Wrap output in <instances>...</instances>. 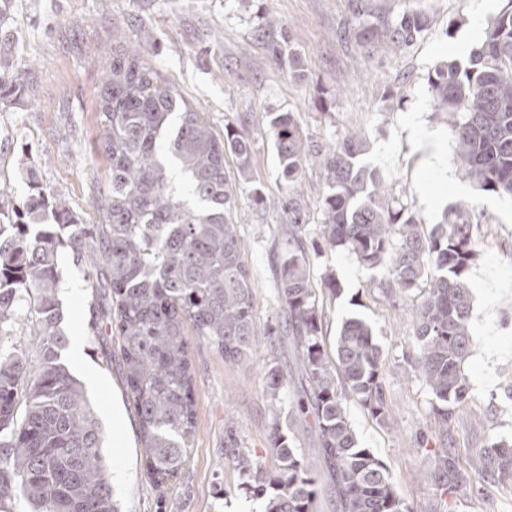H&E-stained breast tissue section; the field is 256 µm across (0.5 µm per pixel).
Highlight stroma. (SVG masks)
Here are the masks:
<instances>
[{"mask_svg":"<svg viewBox=\"0 0 512 512\" xmlns=\"http://www.w3.org/2000/svg\"><path fill=\"white\" fill-rule=\"evenodd\" d=\"M504 0H8L0 40L15 46L12 66L24 89L0 109V189L22 196L25 164L40 185L65 196L83 223L96 219L95 200L107 163L98 153L96 91L107 60L108 37L134 45L150 32V60L194 107L206 112L213 130L232 126L249 135L253 167L240 182L234 218L251 272L258 335L247 365L225 363L209 344L192 342L196 428L189 461L165 505H158L140 455L138 417L125 396L119 338L104 311L108 290L91 285L96 271L62 253V329L69 338L62 359L86 385L105 425L104 452L120 512H263L250 499L224 448L234 426L243 446L267 469L272 412L264 376L272 359L268 324L277 320L272 254L284 245L286 216L256 203L290 191L303 205L305 221L320 223L323 170L306 164L285 187L268 115L294 113L304 139L334 143L352 129L369 149L362 161L391 185L396 198L424 229L442 223L449 209L474 207L472 234L480 244L468 285L476 340L465 373L472 399L440 428L435 404L412 362L416 292L382 294V269L359 264L345 251L311 256L313 279L334 270L341 295L320 292L325 344L335 342L346 318L369 323L382 347L390 404L376 421L357 403L348 414L359 442L386 464L411 512H512V485L488 481L474 461L489 441L512 438V200L477 192L456 163L444 114L433 108L428 74L444 60L467 61L481 38L469 35L475 14L492 19ZM429 19L407 48L389 39L365 41L364 26L392 24L406 13ZM289 36L304 69L291 77L271 48ZM431 132L423 147L407 142L403 121ZM440 155L442 167L426 168ZM442 475L447 494H437L422 474Z\"/></svg>","mask_w":512,"mask_h":512,"instance_id":"1","label":"stroma"}]
</instances>
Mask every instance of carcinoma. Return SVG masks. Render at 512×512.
<instances>
[{"label":"carcinoma","instance_id":"obj_1","mask_svg":"<svg viewBox=\"0 0 512 512\" xmlns=\"http://www.w3.org/2000/svg\"><path fill=\"white\" fill-rule=\"evenodd\" d=\"M425 28L423 15L405 14L362 36L383 35L406 47ZM150 43L146 32L136 49L112 47L103 73L97 125L107 184L95 201L97 223H81L66 198L43 190L32 172L24 199L0 191V333L22 318L33 325L30 346H0V509L22 498L31 512H118L101 420L61 361L69 343L60 328L61 250L106 264L109 321L120 336L141 457L160 500L174 492L195 430L191 337L241 365L257 336L250 270L231 220L238 183L224 172L229 152L239 175H248L250 141L235 128L218 137L207 114L151 63ZM11 50L10 42L0 43L1 106L21 92ZM274 54L286 59L292 76H302L287 37ZM428 85L435 110L453 116L450 135L462 173L481 192L512 197V0L490 21L481 47L463 64L437 63ZM269 126L285 184L297 181L313 158L326 173L323 219L314 228L303 223L297 198L285 192L278 200L288 224L276 266L281 314L268 335L286 337L300 385L295 411L312 419L336 512H410L386 465L360 444L347 411L356 402L384 420V353L372 328L352 317L326 355L306 239L312 237L316 253L344 250L383 268L379 287L386 293L427 283L410 309L414 366L446 431L454 408L470 396L464 371L474 344L470 210L454 209L447 223L426 233L384 178L362 163V134L325 150L303 139L291 112L270 113ZM288 386L278 364L271 365L264 394L274 413V471L238 448L231 426L225 447L242 489L263 500L265 512H316L317 481L278 413ZM477 466L497 481L512 480V441L490 442Z\"/></svg>","mask_w":512,"mask_h":512}]
</instances>
